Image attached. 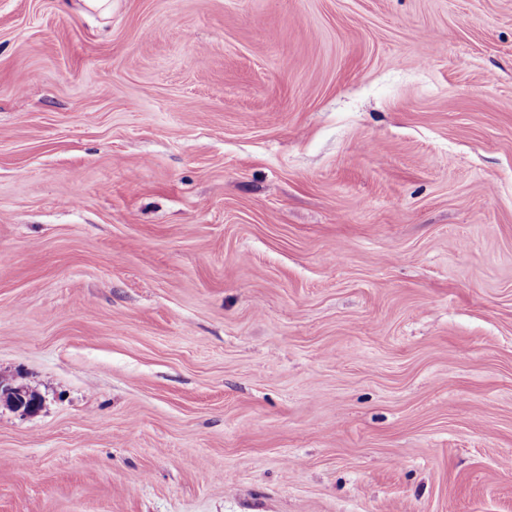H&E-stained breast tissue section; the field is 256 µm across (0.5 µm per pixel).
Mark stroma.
Instances as JSON below:
<instances>
[{
  "label": "stroma",
  "instance_id": "1",
  "mask_svg": "<svg viewBox=\"0 0 512 512\" xmlns=\"http://www.w3.org/2000/svg\"><path fill=\"white\" fill-rule=\"evenodd\" d=\"M0 512H512V0H0ZM7 394H1V400L5 398L8 405L15 410L31 414L41 408L42 401L39 396L20 390L10 391Z\"/></svg>",
  "mask_w": 512,
  "mask_h": 512
}]
</instances>
